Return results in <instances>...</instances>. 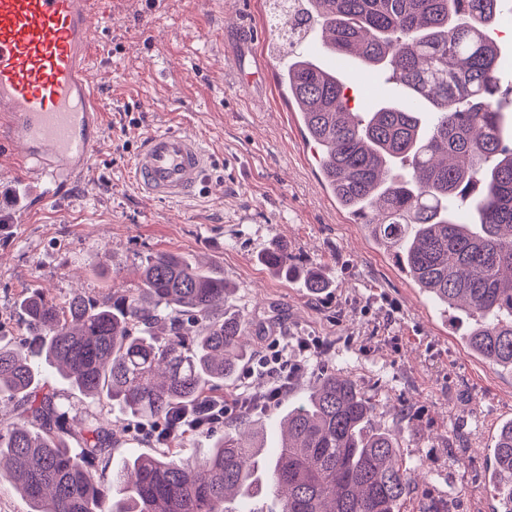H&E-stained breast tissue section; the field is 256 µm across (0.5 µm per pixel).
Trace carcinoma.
Returning <instances> with one entry per match:
<instances>
[{"instance_id": "carcinoma-1", "label": "carcinoma", "mask_w": 512, "mask_h": 512, "mask_svg": "<svg viewBox=\"0 0 512 512\" xmlns=\"http://www.w3.org/2000/svg\"><path fill=\"white\" fill-rule=\"evenodd\" d=\"M508 13L512 0H294L295 21L321 34L326 52L367 73L392 72L408 103L360 114L348 78L293 46L278 83L320 151L336 203L423 293L471 321L465 343L474 355L512 374V123L495 100L499 55L488 35ZM462 211L470 222L458 220ZM261 262L298 278L285 241H272ZM303 284L312 293L330 287L317 272ZM232 296L213 264L170 250L147 254L134 287L101 299L22 293L29 341L0 343V403L15 412V421L0 420V480L29 512H229L230 500L270 492L281 496L280 512H400L415 474L397 432L370 425L375 405L345 373L311 376L280 421L274 457L263 456L252 405L209 457L185 455L207 429L185 430L179 414L235 397L224 383L247 342ZM44 364L92 403L171 439L102 483L94 467L112 449V421L97 412L69 420ZM490 459L497 512H512V421Z\"/></svg>"}]
</instances>
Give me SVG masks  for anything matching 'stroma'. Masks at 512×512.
Segmentation results:
<instances>
[{
  "label": "stroma",
  "instance_id": "1",
  "mask_svg": "<svg viewBox=\"0 0 512 512\" xmlns=\"http://www.w3.org/2000/svg\"><path fill=\"white\" fill-rule=\"evenodd\" d=\"M100 11L91 78L105 125L88 179L33 200L19 170L0 165V193L15 196L0 200V340L22 341L15 300L26 289L98 297L133 287L151 252L212 260L235 289L251 354L269 336L293 353L318 340L309 371L350 374L376 403L374 426L399 428L421 476L402 512L448 500L454 512H493L487 447L512 420V376L467 350L465 324H450L325 188L319 151L265 67L279 36L266 0H102ZM342 69L356 110L399 100L357 62ZM171 127L215 159L206 186L181 202L145 198L126 180L140 137ZM276 238L331 288L315 295L269 274L257 256Z\"/></svg>",
  "mask_w": 512,
  "mask_h": 512
}]
</instances>
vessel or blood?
Segmentation results:
<instances>
[{
  "label": "vessel or blood",
  "instance_id": "b4317fda",
  "mask_svg": "<svg viewBox=\"0 0 512 512\" xmlns=\"http://www.w3.org/2000/svg\"><path fill=\"white\" fill-rule=\"evenodd\" d=\"M92 0H0V148L33 185L83 177L101 133V105L85 78L94 55ZM212 164L178 129L144 135L128 167L143 196L195 195Z\"/></svg>",
  "mask_w": 512,
  "mask_h": 512
}]
</instances>
